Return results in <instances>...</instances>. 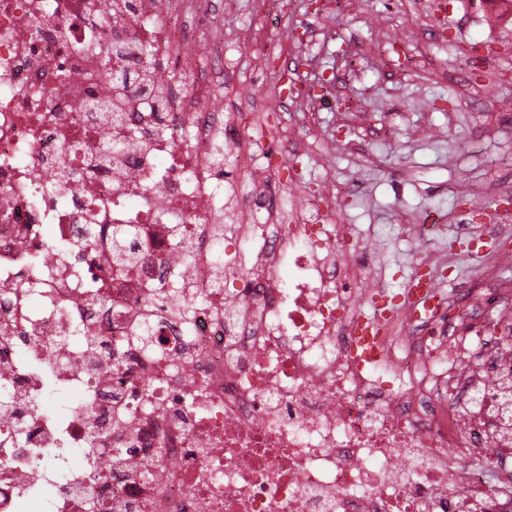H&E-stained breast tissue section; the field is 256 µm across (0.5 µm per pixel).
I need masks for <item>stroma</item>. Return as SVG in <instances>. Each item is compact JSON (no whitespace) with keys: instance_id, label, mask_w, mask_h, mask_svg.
<instances>
[{"instance_id":"35a3bbf8","label":"stroma","mask_w":512,"mask_h":512,"mask_svg":"<svg viewBox=\"0 0 512 512\" xmlns=\"http://www.w3.org/2000/svg\"><path fill=\"white\" fill-rule=\"evenodd\" d=\"M220 25L196 21L203 39L221 35L246 81L239 99L279 100L268 128L311 112L310 129L286 152L301 188L332 181L347 189L337 215L372 247L392 293L423 259L445 290L479 278L490 256L511 252L495 227L512 225L497 207L512 192V74L500 61L476 60L477 43H512V24L493 21L486 0H342L339 14L308 13L303 0H221ZM300 28L303 41L290 38ZM493 84L503 111L475 109L456 71ZM336 85L324 97L285 98L282 75ZM448 227L412 239L402 220Z\"/></svg>"}]
</instances>
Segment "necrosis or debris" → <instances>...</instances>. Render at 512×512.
Instances as JSON below:
<instances>
[{
    "label": "necrosis or debris",
    "instance_id": "obj_1",
    "mask_svg": "<svg viewBox=\"0 0 512 512\" xmlns=\"http://www.w3.org/2000/svg\"><path fill=\"white\" fill-rule=\"evenodd\" d=\"M112 9L0 0V512H512V283L420 316L367 285L335 198L272 207L253 105L213 109L241 73L174 26L212 0ZM142 41L156 93L120 80Z\"/></svg>",
    "mask_w": 512,
    "mask_h": 512
}]
</instances>
